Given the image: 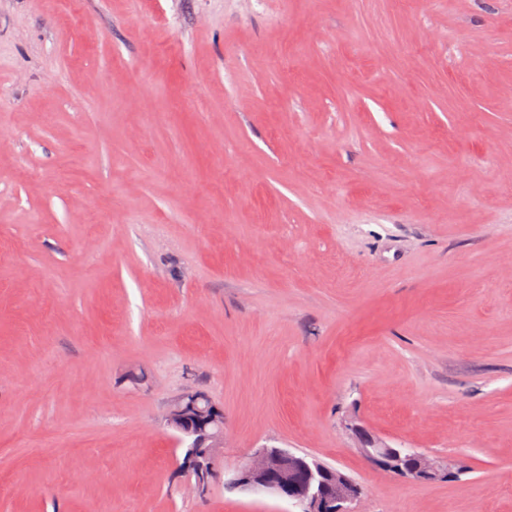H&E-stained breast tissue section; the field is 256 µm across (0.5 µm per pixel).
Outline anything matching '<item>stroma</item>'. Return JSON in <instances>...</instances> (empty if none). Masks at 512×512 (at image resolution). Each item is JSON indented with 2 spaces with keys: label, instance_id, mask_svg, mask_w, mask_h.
Here are the masks:
<instances>
[{
  "label": "stroma",
  "instance_id": "1",
  "mask_svg": "<svg viewBox=\"0 0 512 512\" xmlns=\"http://www.w3.org/2000/svg\"><path fill=\"white\" fill-rule=\"evenodd\" d=\"M264 445L512 512V0H0V512H295ZM196 390L186 391L171 403L165 423L178 435L179 444L184 443L180 467L195 476L196 485L204 489L221 477L219 459L224 448V409L210 400L204 407L199 406L200 396ZM192 427L193 437L185 438L183 432ZM360 437L359 450L375 468L398 475H404L416 482H433L445 478L448 473L435 459L424 453L409 449L395 448L389 444L356 430Z\"/></svg>",
  "mask_w": 512,
  "mask_h": 512
}]
</instances>
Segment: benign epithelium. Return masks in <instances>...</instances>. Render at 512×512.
<instances>
[{
  "instance_id": "obj_1",
  "label": "benign epithelium",
  "mask_w": 512,
  "mask_h": 512,
  "mask_svg": "<svg viewBox=\"0 0 512 512\" xmlns=\"http://www.w3.org/2000/svg\"><path fill=\"white\" fill-rule=\"evenodd\" d=\"M199 392L188 390L176 398L165 415L166 426L183 442L180 467L204 489L221 477L219 459L224 448V409L214 403L199 406ZM360 451L375 468L404 475L416 482L447 476L444 467L424 453L395 448L361 431ZM233 482L253 493L286 499L298 512H354L361 488L342 472L307 455L285 448L255 449L236 472Z\"/></svg>"
}]
</instances>
